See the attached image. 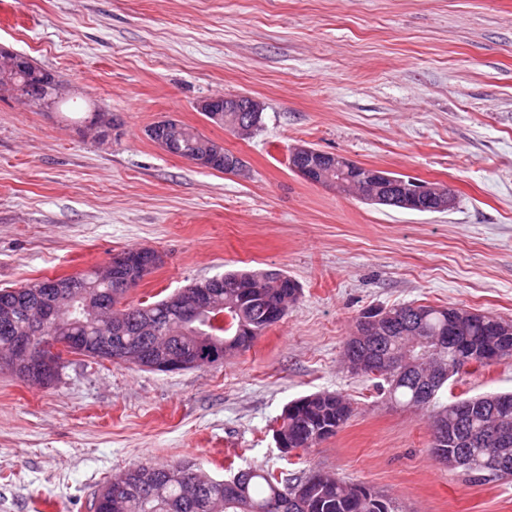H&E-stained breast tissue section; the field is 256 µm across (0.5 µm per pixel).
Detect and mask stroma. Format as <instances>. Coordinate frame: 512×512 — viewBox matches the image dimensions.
<instances>
[{
    "mask_svg": "<svg viewBox=\"0 0 512 512\" xmlns=\"http://www.w3.org/2000/svg\"><path fill=\"white\" fill-rule=\"evenodd\" d=\"M0 46L55 71L63 109L0 97V288L74 275L128 248L165 256L131 300L234 269L301 287L250 349L177 373L63 355L52 385L0 371V512H92L107 481L194 459L362 482L403 512H512V478L473 483L430 450L431 409L392 403L343 365L361 312L453 305L512 321V0H0ZM248 95L240 139L195 108ZM118 125L98 139L91 105ZM172 118L248 174L168 154ZM308 142L451 186L453 209L362 203L289 166ZM512 391V362L451 378L437 401ZM354 406L336 436L282 454L292 400Z\"/></svg>",
    "mask_w": 512,
    "mask_h": 512,
    "instance_id": "1",
    "label": "stroma"
}]
</instances>
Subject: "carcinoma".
<instances>
[{"label": "carcinoma", "instance_id": "cac0c4a2", "mask_svg": "<svg viewBox=\"0 0 512 512\" xmlns=\"http://www.w3.org/2000/svg\"><path fill=\"white\" fill-rule=\"evenodd\" d=\"M43 73L47 81L41 85L25 82L16 71L6 78L0 75V91H13L20 97L38 101L41 106H57L64 101L58 95L63 81L49 70ZM206 118L245 139L258 129L262 113H252L250 122L240 112H225L219 120L209 114ZM210 142L212 139L185 124L175 138L171 153L190 155ZM126 253L131 262L112 269L109 281L86 271L64 278L65 288H33L29 284L1 288L0 309H10L14 319L0 322V346L22 335L21 328L31 310L47 307L60 297L70 311L57 316V322L49 330L69 337L79 348V355L95 359L103 346L120 341L145 347L147 337L157 331L178 337L176 345L184 349L217 338L224 342V352L231 353L250 348L246 337L254 340L272 326L266 317L269 310L277 309L285 316L300 296V285L289 277L269 286L264 282L269 276L267 271H229L222 275L223 287L213 289L214 306L184 329L171 295L153 303L140 302L114 310L109 322L104 318L103 308L112 306L115 296L122 297L128 292L125 283L137 284L143 279L140 249L130 248ZM371 312L399 314L406 325H422L427 336L448 337L439 361L445 368L456 366V345L460 341L467 342L472 355L502 343L488 314L476 316L454 306L413 304L387 312L381 308L368 309L363 315ZM408 336L404 328L378 336L370 342L368 350L388 359L380 369V376L388 385L391 400L406 406H429L435 402L440 387L434 388L432 397L421 400L427 362L412 367L403 361ZM468 402L472 406L471 418L454 427L445 444L431 442L433 455L441 461L461 450L462 441L473 432L502 426L512 436V392L473 397ZM349 406L350 402L337 393L310 394L290 402L282 413L288 452L314 448L336 435L352 415ZM179 466V462L152 466L150 477L135 473L133 468L127 470V490L115 498L112 484L104 485L93 500V512H399L393 502L370 493L367 486L321 472L290 482L262 468L248 467L228 479L204 482L188 495ZM300 487L306 488V494L299 505L295 499L296 489Z\"/></svg>", "mask_w": 512, "mask_h": 512}]
</instances>
